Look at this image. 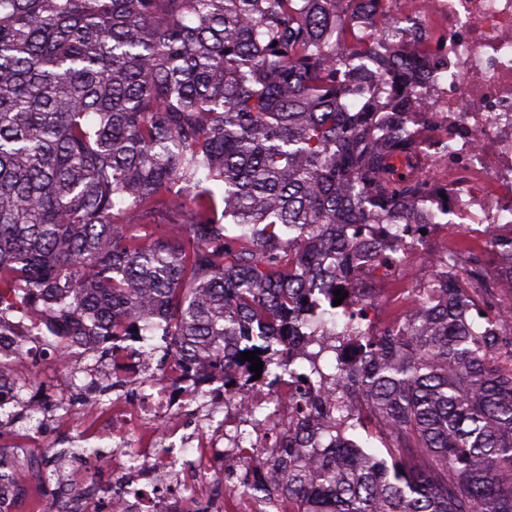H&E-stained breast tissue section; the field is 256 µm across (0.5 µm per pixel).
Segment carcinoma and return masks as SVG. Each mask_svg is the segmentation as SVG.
Segmentation results:
<instances>
[{"instance_id": "1", "label": "carcinoma", "mask_w": 512, "mask_h": 512, "mask_svg": "<svg viewBox=\"0 0 512 512\" xmlns=\"http://www.w3.org/2000/svg\"><path fill=\"white\" fill-rule=\"evenodd\" d=\"M396 2L0 0V319L222 368L258 349L311 386L296 338L362 336L334 291L391 225L444 213L406 182L426 106ZM435 291L336 367L382 429L338 399L282 436L288 512H512V327Z\"/></svg>"}]
</instances>
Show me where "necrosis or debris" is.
<instances>
[{"label":"necrosis or debris","mask_w":512,"mask_h":512,"mask_svg":"<svg viewBox=\"0 0 512 512\" xmlns=\"http://www.w3.org/2000/svg\"><path fill=\"white\" fill-rule=\"evenodd\" d=\"M395 17L415 33L445 35L448 74L420 87L428 107L415 133L423 143L413 160L425 195H445L447 225L434 224L425 237L408 233L391 250L371 255L361 276L397 281L398 317L413 314L428 288L450 280L479 297L512 286V252L489 247L491 236L512 237V0H402ZM451 140V155L434 143ZM446 234L447 246L428 250ZM50 340L32 336L20 319L0 325V388L11 393L0 435V512H13L25 496L48 489L66 512H266L261 492L235 490L232 469L261 459L276 477L280 434L303 420L299 391L288 378L268 384L254 378L249 363L232 375L208 358L165 361L146 355L140 342L122 343L119 361L100 355L93 338L67 344L60 357L43 358ZM41 370L55 377L31 381ZM38 416L22 431L19 418ZM75 433L78 441L111 440L93 455L112 484L91 483L82 464H70L59 480L35 451L50 434Z\"/></svg>","instance_id":"1"}]
</instances>
